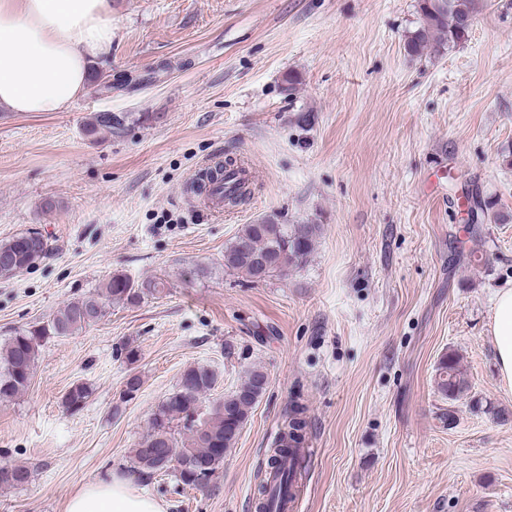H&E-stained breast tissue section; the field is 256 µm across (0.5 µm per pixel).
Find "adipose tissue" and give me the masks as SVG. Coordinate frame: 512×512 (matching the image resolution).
<instances>
[{
	"label": "adipose tissue",
	"mask_w": 512,
	"mask_h": 512,
	"mask_svg": "<svg viewBox=\"0 0 512 512\" xmlns=\"http://www.w3.org/2000/svg\"><path fill=\"white\" fill-rule=\"evenodd\" d=\"M112 0H0V106L62 112L84 96L112 51ZM490 334L500 380L512 392V289L497 291ZM63 512H164L129 478L112 472L79 487Z\"/></svg>",
	"instance_id": "ef3b65f1"
}]
</instances>
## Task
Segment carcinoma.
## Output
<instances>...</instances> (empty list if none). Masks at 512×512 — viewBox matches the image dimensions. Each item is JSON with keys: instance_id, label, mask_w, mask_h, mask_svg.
Masks as SVG:
<instances>
[{"instance_id": "1", "label": "carcinoma", "mask_w": 512, "mask_h": 512, "mask_svg": "<svg viewBox=\"0 0 512 512\" xmlns=\"http://www.w3.org/2000/svg\"><path fill=\"white\" fill-rule=\"evenodd\" d=\"M483 0H418L419 27L410 33L407 50L421 56L430 48L454 46L468 34ZM126 118L107 114L94 116L85 132L96 136L104 129L111 134L124 126ZM224 179V205L236 207L251 195L245 170L233 161L212 163L199 177L193 191L201 193L202 180ZM317 232L314 224H283L278 216L268 215L257 224H244L224 249V268L257 283L271 277H286L309 261ZM473 247L461 252L467 261L478 257L485 240L479 224L467 226ZM51 245L38 231L18 233L0 243V277L9 278L47 258ZM161 279L136 284L122 274H113L98 290L66 303L45 325L20 329L0 345V402H7L25 392L31 383L38 355L50 337H65L97 323L106 314L108 303L138 304L148 296L163 292ZM217 384L216 374L204 366H190L181 375L178 387L158 405L150 420L149 433L133 449L132 463L142 475L152 478L171 470L176 461L180 469L175 477L185 487L206 484L224 461V454L234 447L240 430L248 421L268 378L262 368L253 366L245 372L234 390L213 404L205 400ZM436 388L444 398L457 399L466 389L460 360L450 351L436 369ZM93 389L84 382L73 384L63 396L67 411H81ZM305 409L297 406L287 415L276 437V451L269 464L278 467L280 479L275 486L259 482L257 507L261 512H281L285 499H293L303 480L291 457L308 442ZM31 470L24 464L0 466V487L18 488L29 483Z\"/></svg>"}]
</instances>
